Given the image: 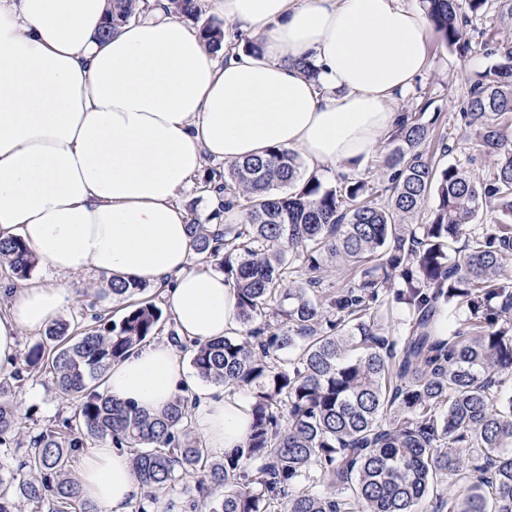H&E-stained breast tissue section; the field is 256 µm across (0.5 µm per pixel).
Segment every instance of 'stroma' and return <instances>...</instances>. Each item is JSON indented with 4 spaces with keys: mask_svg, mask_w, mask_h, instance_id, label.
Masks as SVG:
<instances>
[{
    "mask_svg": "<svg viewBox=\"0 0 512 512\" xmlns=\"http://www.w3.org/2000/svg\"><path fill=\"white\" fill-rule=\"evenodd\" d=\"M428 60L427 70L414 89L398 102L397 108L404 113L420 115L435 134L445 135L450 150L445 154H435L434 159L439 166L453 163L463 167L473 178H481L491 169L493 159L479 138L465 129L460 114L477 73L494 65L496 59L480 52L465 53L448 47L432 31L428 34ZM224 171L223 163H207L202 174L179 191L178 201L185 208L189 221L208 223L210 194L204 185L209 180L222 181ZM10 398L21 412L28 414V426L32 429L39 428L59 410L72 408L71 403L56 393L52 376L48 373L15 389Z\"/></svg>",
    "mask_w": 512,
    "mask_h": 512,
    "instance_id": "obj_1",
    "label": "stroma"
}]
</instances>
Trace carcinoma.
<instances>
[{
	"instance_id": "obj_1",
	"label": "carcinoma",
	"mask_w": 512,
	"mask_h": 512,
	"mask_svg": "<svg viewBox=\"0 0 512 512\" xmlns=\"http://www.w3.org/2000/svg\"><path fill=\"white\" fill-rule=\"evenodd\" d=\"M112 3V25L134 14L136 0ZM421 3L448 46L498 57L463 113L493 156L489 175L424 160L431 130L412 115L390 135L382 187L303 181L288 150L231 166L213 191L241 222L188 229L194 252L234 280L240 330L195 346L191 365L230 393L250 391L244 445L218 457L189 438L182 397L151 415L100 390L112 364L163 324L146 286L114 283L94 295L131 301L119 322L104 311L86 327L57 322L0 376V454L25 448L0 475V512L22 503L29 512H102L71 461L107 438L127 451L145 489L134 512H167L158 492L184 480V507L208 503L212 512H512V395L503 389L512 381V38L475 43L471 29L496 8L512 14V0H465L466 14L458 0ZM202 32L222 48L223 23ZM429 200L426 223H405ZM487 207L498 215L491 229L476 223ZM329 260L350 277L334 292L319 276ZM37 263L24 242L0 240V264L15 278ZM395 309L409 312L398 333ZM460 311L464 332L449 327ZM45 371L76 410L33 433L5 395ZM450 479L467 492L442 487Z\"/></svg>"
}]
</instances>
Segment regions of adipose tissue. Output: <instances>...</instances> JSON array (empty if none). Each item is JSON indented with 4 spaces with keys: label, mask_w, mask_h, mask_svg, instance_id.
Segmentation results:
<instances>
[{
    "label": "adipose tissue",
    "mask_w": 512,
    "mask_h": 512,
    "mask_svg": "<svg viewBox=\"0 0 512 512\" xmlns=\"http://www.w3.org/2000/svg\"><path fill=\"white\" fill-rule=\"evenodd\" d=\"M204 3L236 28L221 62L168 0L114 27L112 0H0V239L60 278L0 288V366L22 332L79 302L74 274L164 283L180 344L138 346L106 380L112 398L161 411L188 380L181 343L240 328L235 283L195 254L179 190L207 162L272 150L312 172L361 165L427 66V18L401 0ZM194 414L221 456L243 444L251 403L206 388ZM77 475L104 512H130L143 494L128 454L107 445L81 454Z\"/></svg>",
    "instance_id": "1"
}]
</instances>
